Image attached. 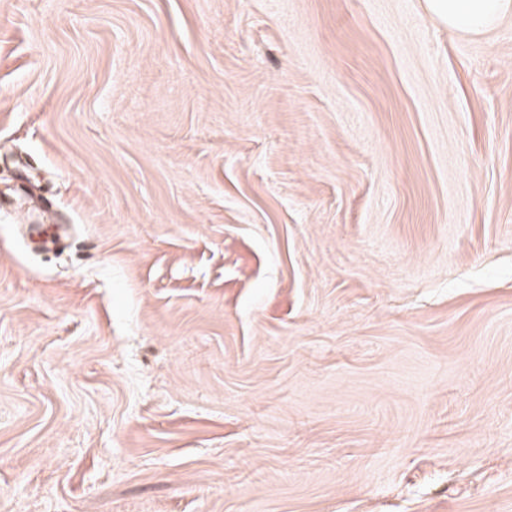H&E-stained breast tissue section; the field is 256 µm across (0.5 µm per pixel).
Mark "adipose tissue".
Returning a JSON list of instances; mask_svg holds the SVG:
<instances>
[{
  "label": "adipose tissue",
  "instance_id": "adipose-tissue-1",
  "mask_svg": "<svg viewBox=\"0 0 512 512\" xmlns=\"http://www.w3.org/2000/svg\"><path fill=\"white\" fill-rule=\"evenodd\" d=\"M426 8L455 33L480 34L512 13V0H426Z\"/></svg>",
  "mask_w": 512,
  "mask_h": 512
}]
</instances>
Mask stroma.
I'll return each mask as SVG.
<instances>
[{"instance_id": "stroma-1", "label": "stroma", "mask_w": 512, "mask_h": 512, "mask_svg": "<svg viewBox=\"0 0 512 512\" xmlns=\"http://www.w3.org/2000/svg\"><path fill=\"white\" fill-rule=\"evenodd\" d=\"M0 512H512V15L0 0Z\"/></svg>"}]
</instances>
